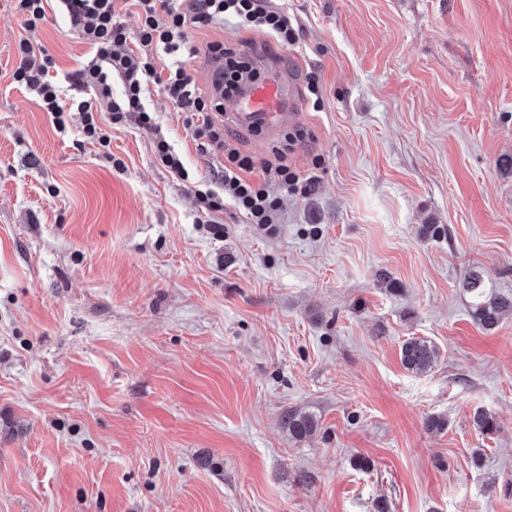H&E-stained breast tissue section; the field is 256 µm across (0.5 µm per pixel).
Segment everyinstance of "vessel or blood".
<instances>
[{
	"label": "vessel or blood",
	"mask_w": 512,
	"mask_h": 512,
	"mask_svg": "<svg viewBox=\"0 0 512 512\" xmlns=\"http://www.w3.org/2000/svg\"><path fill=\"white\" fill-rule=\"evenodd\" d=\"M300 102L294 80L283 71L268 70L261 81L244 86L228 102L225 116L245 127H263L267 136H275L281 127L297 121Z\"/></svg>",
	"instance_id": "obj_1"
}]
</instances>
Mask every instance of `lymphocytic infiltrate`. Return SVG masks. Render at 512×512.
<instances>
[{
    "label": "lymphocytic infiltrate",
    "mask_w": 512,
    "mask_h": 512,
    "mask_svg": "<svg viewBox=\"0 0 512 512\" xmlns=\"http://www.w3.org/2000/svg\"><path fill=\"white\" fill-rule=\"evenodd\" d=\"M136 10L139 26L129 37L118 18L116 0H61L70 24L87 43L86 59L69 80L89 90V99L77 105L81 133L85 140L103 146L111 141L109 128L134 123L150 126L154 118L143 98L151 90L162 91L185 121L194 129L201 149L225 151L226 162L214 180L196 195L208 213L232 206L248 223L270 224L276 217L280 194L309 192L310 184L289 165L286 157L255 168L249 157L226 149L224 126L216 120L224 110L222 98L196 93L189 60L197 53L192 33L198 29L220 28L225 22L262 31L281 48L296 45L298 33L287 14L273 0H129ZM170 57L166 68H156V54ZM15 82L36 104L53 117L58 130H66L71 118L67 97L53 73L52 57L28 39L17 47ZM120 78L123 97H112V80Z\"/></svg>",
    "instance_id": "obj_1"
}]
</instances>
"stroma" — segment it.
Listing matches in <instances>:
<instances>
[{"mask_svg":"<svg viewBox=\"0 0 512 512\" xmlns=\"http://www.w3.org/2000/svg\"><path fill=\"white\" fill-rule=\"evenodd\" d=\"M276 4L293 49L200 29L190 62L210 92L221 39L303 89L274 140L224 125L311 179L261 226L202 210L150 130L59 131L13 81L16 44L61 80L88 47L59 6L31 29L0 0V512H512V316L483 329L460 286L476 267L512 296V0ZM145 104L212 180L222 155L160 91ZM411 337L432 370L402 366ZM288 409L316 431L291 437ZM400 357L407 370L422 373L432 368L436 362L437 351L427 340L411 337L402 343Z\"/></svg>","mask_w":512,"mask_h":512,"instance_id":"stroma-1","label":"stroma"}]
</instances>
